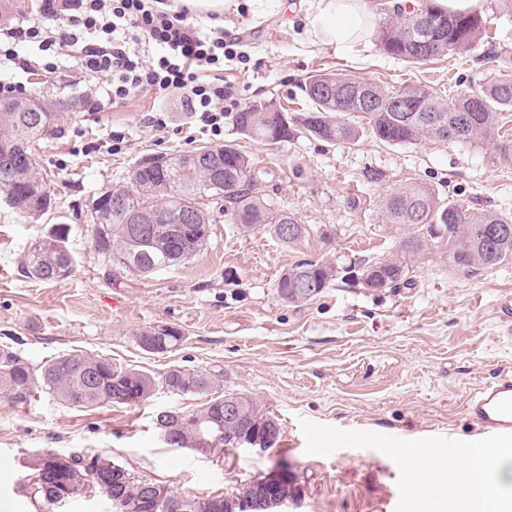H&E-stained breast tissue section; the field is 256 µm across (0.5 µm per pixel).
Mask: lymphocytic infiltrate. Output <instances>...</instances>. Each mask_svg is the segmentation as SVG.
Here are the masks:
<instances>
[{
    "mask_svg": "<svg viewBox=\"0 0 512 512\" xmlns=\"http://www.w3.org/2000/svg\"><path fill=\"white\" fill-rule=\"evenodd\" d=\"M25 43L37 45L47 72L73 58L81 72L102 78L84 100L91 112L146 92L177 95L218 139L239 107L224 84V65L245 62L241 38H227L219 25L202 31L171 0H41L37 21L0 27V65L29 70L16 51Z\"/></svg>",
    "mask_w": 512,
    "mask_h": 512,
    "instance_id": "obj_1",
    "label": "lymphocytic infiltrate"
}]
</instances>
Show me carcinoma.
<instances>
[{
    "label": "carcinoma",
    "mask_w": 512,
    "mask_h": 512,
    "mask_svg": "<svg viewBox=\"0 0 512 512\" xmlns=\"http://www.w3.org/2000/svg\"><path fill=\"white\" fill-rule=\"evenodd\" d=\"M443 23L428 29L420 19ZM487 19L475 6L465 13L442 12L430 7L385 11L384 21L374 33L379 50L392 58L426 65L450 55H466L485 35ZM349 88L360 89L357 99ZM311 108L288 113L272 104L250 106L232 114L242 135L268 143L287 141L296 129L328 144L352 143L369 135L390 145L416 144L426 138L470 144L490 143L504 159L512 157V139L503 128L501 113L512 112V72L496 75L479 90L461 93L450 100L432 94L423 86L393 91L375 81L347 73H318L301 83ZM406 98L417 109L400 111L393 100ZM54 113L34 98L0 101V190L6 202L24 220L35 223L55 204L53 189L43 174L35 153L36 142L52 130ZM211 159L201 161L194 149L181 154L140 158L133 167L130 185L115 186L99 193L92 202L90 220L93 246L105 265L150 276L193 258L209 236L212 208L217 206L244 232L263 230L290 247L308 234L307 228L285 236L281 227L297 224L294 217L273 207L265 197L269 171L257 167L230 144L206 146ZM387 224H414L425 228L420 235L399 242L395 254L379 259L383 275L376 288H398L410 284L406 276L413 265L444 248L448 266L466 276L512 260V235L495 241L481 237L486 225L510 224L512 217L490 211L473 212L439 198L428 187L410 184L386 191L380 203ZM69 227L55 224L30 244L21 262L24 274L40 281H56L74 271L68 248ZM339 271L330 263L305 260L278 278L276 292L286 303L301 304L315 299ZM136 344L152 354L172 351L183 340L182 332L168 325L149 326L134 333ZM94 373L98 385L89 387L85 375ZM161 384L174 395L205 394L216 385L215 376L197 370L173 367ZM74 406L100 404L134 406L151 398L155 379L148 373L118 368L99 355L69 353L35 368L7 345L0 346V397L26 402L35 387ZM244 418L224 424V396L218 395L193 412L175 408L156 414L158 429L168 435L173 448H190L222 425L232 435L242 430L280 434L278 420L251 397L244 398ZM82 456L54 451L32 454L21 462L23 472L40 477V483H15L14 493L28 500L36 512H67V503L91 494L108 497L110 485L83 490L86 471L75 466ZM144 482L131 478L124 485L126 507L111 505L112 512H162L142 506ZM167 501L181 505L179 512H231L224 498L181 496L166 487Z\"/></svg>",
    "instance_id": "carcinoma-1"
}]
</instances>
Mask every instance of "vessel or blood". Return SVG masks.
Here are the masks:
<instances>
[{
  "mask_svg": "<svg viewBox=\"0 0 512 512\" xmlns=\"http://www.w3.org/2000/svg\"><path fill=\"white\" fill-rule=\"evenodd\" d=\"M467 412L477 428L479 442L466 457L490 456L492 449L512 439V372L499 373L494 381L471 394Z\"/></svg>",
  "mask_w": 512,
  "mask_h": 512,
  "instance_id": "1",
  "label": "vessel or blood"
}]
</instances>
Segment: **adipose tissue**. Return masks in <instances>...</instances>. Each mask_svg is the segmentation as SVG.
<instances>
[{
  "label": "adipose tissue",
  "mask_w": 512,
  "mask_h": 512,
  "mask_svg": "<svg viewBox=\"0 0 512 512\" xmlns=\"http://www.w3.org/2000/svg\"><path fill=\"white\" fill-rule=\"evenodd\" d=\"M381 18L367 0H316L307 17L311 38L354 45L365 41ZM467 486L459 490L445 486L458 512H512V452L466 466Z\"/></svg>",
  "instance_id": "adipose-tissue-1"
}]
</instances>
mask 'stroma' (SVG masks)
<instances>
[{
    "instance_id": "35a3bbf8",
    "label": "stroma",
    "mask_w": 512,
    "mask_h": 512,
    "mask_svg": "<svg viewBox=\"0 0 512 512\" xmlns=\"http://www.w3.org/2000/svg\"><path fill=\"white\" fill-rule=\"evenodd\" d=\"M488 20L492 46L512 55V0H476ZM310 0H283L280 12L253 17L247 6L225 14L224 30L243 36L249 59L224 72L241 107L267 103L308 109L299 84L317 71H347L392 90L422 85L448 99L493 77L479 46L426 66L384 55L375 42L351 47L311 40ZM26 84L49 106L75 102L60 113L55 132L36 147L57 208L25 223L0 192V345L32 365L72 351L158 377L179 366L217 374L219 394L252 397L279 420L281 435L268 451L168 447L155 414L191 412L204 395L182 397L156 388L134 406L77 407L42 391L17 404L0 398V457L54 450L91 454L111 450L115 463L139 478L184 496L230 492L287 465L299 484L287 512H454L448 497L421 500L401 455L418 443L441 449L448 467L463 464L477 434L465 402L481 384L512 368V262L474 276L453 272L433 250L411 274L410 285L369 290L337 279L317 298L287 304L276 293L280 273L315 260L347 268L389 256L418 228L384 223L386 191L411 182L462 207L512 217V159L489 145L425 139L389 145L370 137L330 145L300 133L274 145L243 136L232 120L224 140L267 167L270 202L292 213L309 234L292 247L269 232H242L217 214L206 246L189 262L145 277L109 271L93 248L89 222L100 190L126 184L148 153L176 154L212 145L179 97L144 93L100 111L81 105L85 83L71 62L46 74L0 69V78ZM164 109L167 125L149 126ZM124 133L119 152L109 148ZM55 224L71 228L76 259L66 279L27 278L20 258L34 238ZM170 325L184 334L166 354L141 350L133 333ZM375 439L359 443L362 430ZM340 435L336 454L322 455L321 436Z\"/></svg>"
}]
</instances>
